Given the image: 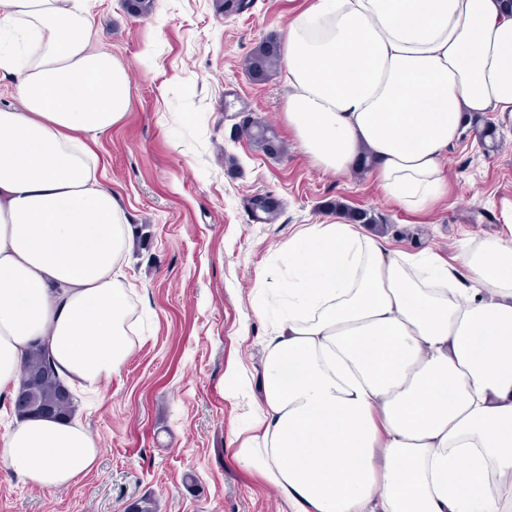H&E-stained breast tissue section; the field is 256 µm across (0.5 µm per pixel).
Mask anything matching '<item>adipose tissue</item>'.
<instances>
[{
    "label": "adipose tissue",
    "instance_id": "ef3b65f1",
    "mask_svg": "<svg viewBox=\"0 0 512 512\" xmlns=\"http://www.w3.org/2000/svg\"><path fill=\"white\" fill-rule=\"evenodd\" d=\"M85 0H0V398L33 343L61 382L97 393L130 356L121 281L132 239L98 138L131 107L126 65ZM288 128L319 168L374 162L411 212L448 193L464 118L512 127V9L504 0H312L284 45ZM503 229L456 262L391 247L336 215L285 243L252 309L269 320L261 370L228 363L246 421L236 466L282 512H512V201ZM101 450L79 420L15 419L0 462L44 490L76 484Z\"/></svg>",
    "mask_w": 512,
    "mask_h": 512
}]
</instances>
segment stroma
I'll return each mask as SVG.
<instances>
[{
    "mask_svg": "<svg viewBox=\"0 0 512 512\" xmlns=\"http://www.w3.org/2000/svg\"><path fill=\"white\" fill-rule=\"evenodd\" d=\"M310 0H249L224 16L213 0H154L148 18L122 0H89L106 49L128 68L131 108L96 145L106 182L133 231L123 272L136 312L134 351L92 402L75 414L102 450L75 485L45 491L0 465V512H123L150 495L159 512H280L272 490L238 470L231 431L240 419L224 399L232 354L260 366L269 327L251 299L260 269L279 267L277 249L300 228L330 217L327 202L370 209L395 248L454 258L461 243L491 236L512 200V129L497 150L474 135L446 162L448 195L413 213L387 198L368 174L318 169L284 119L283 69L252 80L245 60L267 39L283 41L288 18ZM272 124L282 156L257 152L242 122ZM239 168L228 172L225 155ZM269 196L274 221L254 220L251 202Z\"/></svg>",
    "mask_w": 512,
    "mask_h": 512,
    "instance_id": "obj_1",
    "label": "stroma"
}]
</instances>
